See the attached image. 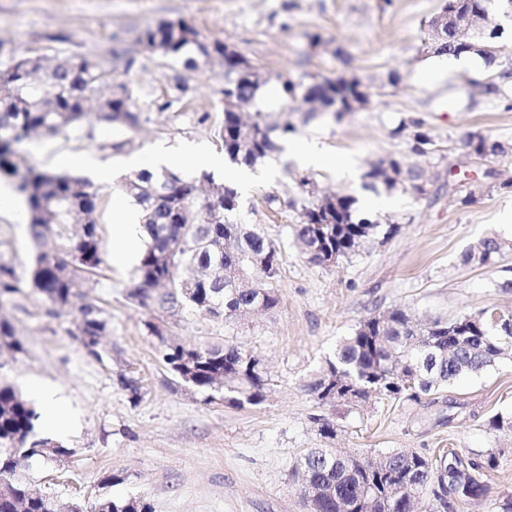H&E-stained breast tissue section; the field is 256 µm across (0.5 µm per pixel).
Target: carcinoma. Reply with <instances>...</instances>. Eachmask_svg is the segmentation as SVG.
<instances>
[{"mask_svg":"<svg viewBox=\"0 0 512 512\" xmlns=\"http://www.w3.org/2000/svg\"><path fill=\"white\" fill-rule=\"evenodd\" d=\"M445 43L438 55L469 54L472 47L458 36L460 26L478 27L488 37L490 51L478 53L484 70L495 81L482 84L481 95L508 98L512 88V63L501 59L498 43L506 38L502 20L512 22V0H445ZM136 43L145 50L155 48L163 57L185 70L198 67L206 51L198 31L181 19H165L139 31ZM123 56L112 53L108 65L70 57L59 66L61 83L54 90L31 77L30 63L40 68V60L28 55H12L0 60V175L16 180L23 195L28 224L39 252L30 281L53 306L63 309L72 304L78 290L105 264L97 214L103 204L100 192L82 177L69 174L20 170L17 146L35 133L65 134L86 116L85 104L98 99L99 120L107 124L133 127L139 115L131 111L132 91L126 84H112V69ZM224 97L255 103L261 85L240 77L237 63L224 64ZM361 80L343 76L309 83L281 82L283 97L310 105L309 116L348 108L360 95ZM408 132L412 153L427 154L433 144L421 120L401 122L396 132ZM295 132L292 125L277 129L268 124L262 109L255 108L251 122L235 112L224 113L220 130L224 154L237 165L254 167L279 152L278 140ZM489 136L474 132L467 136L469 155L487 160L485 143ZM390 163L401 169L404 182L434 184L416 162L391 156ZM364 187L388 192L407 189L375 166L363 175ZM215 183L212 175L181 176L166 168L155 173L141 171L125 182V190L141 212L148 236L137 266V284L129 296L140 305L161 313L206 311L215 315L223 309L226 321L241 320L240 312L254 307L274 309L279 296L274 283L280 275L281 259L277 245L261 232L236 221V213L224 208V199H201L198 186ZM303 196L288 199V207L307 217L292 227L293 245L300 253L322 239L337 253V259L359 254L367 242L378 237L386 241L396 225L382 224L379 217L361 214L352 195L336 197V211L327 216L317 211L305 196L310 179H295ZM486 237L470 245L462 255L465 265H486L493 259ZM267 255V265L252 269L256 254ZM20 292V280L12 266L0 262V300ZM79 317L73 336L89 354L99 356L101 336L109 321L97 301L86 297L78 307ZM163 348V361L185 384L203 390L224 389L230 403L258 405L269 385L268 373H257L249 365L248 350L233 343L200 344L181 341L174 344L166 335L147 324ZM20 352L12 324L0 319V347ZM512 353V316L498 321L482 309L463 312L448 321L418 318L409 310L395 307L362 321L337 346L326 365L336 369L338 381H352L380 390V398L397 399L407 393L419 397L444 388L464 376H478ZM37 413L30 401L12 384L0 382V512H59L46 492L21 473L35 458L56 460L71 450L49 437L36 433ZM386 467L374 463L373 454H343L336 448H312L297 459L294 469L303 477L300 495L308 488L324 490L319 496L321 512H360L357 503L364 497L373 501L369 512H414L415 501L432 491L443 509L454 508L432 488L436 469L445 459L430 460L418 453H381ZM497 456L489 453L480 463L469 462L453 471L461 488L459 501L477 497L484 485L477 474L497 467ZM128 500L111 497L91 503L71 504L68 512H132Z\"/></svg>","mask_w":512,"mask_h":512,"instance_id":"carcinoma-1","label":"carcinoma"}]
</instances>
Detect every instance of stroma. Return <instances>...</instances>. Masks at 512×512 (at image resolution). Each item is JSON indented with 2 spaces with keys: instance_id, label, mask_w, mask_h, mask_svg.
I'll use <instances>...</instances> for the list:
<instances>
[{
  "instance_id": "1",
  "label": "stroma",
  "mask_w": 512,
  "mask_h": 512,
  "mask_svg": "<svg viewBox=\"0 0 512 512\" xmlns=\"http://www.w3.org/2000/svg\"><path fill=\"white\" fill-rule=\"evenodd\" d=\"M442 6L443 0H0L1 57L79 56L96 63L116 51L135 53L131 66L116 67L112 78L132 88L137 126L100 122L91 104L75 130L39 135L18 148L21 167L39 171H59V157L69 154L111 166L114 180L98 186L106 200L99 216L104 244L112 242V207L126 201L123 183L139 163L184 143L224 154L217 136L223 67L184 71L186 95L159 110L172 94L171 69L159 55L135 52L143 27L181 18L201 41L239 47L269 78L258 96L267 122L296 128L283 152L257 165L256 179L240 193V223L280 248L278 307L227 323L200 312L166 316L141 306L129 296L145 247L140 237L129 244L127 260H107L101 274L81 287L109 320L96 357L71 334L76 307L54 308L31 286L37 246L25 202L13 179L0 176V195L12 201L0 210V260L21 280L20 293L1 301L0 313L23 344L22 351L0 354V379L29 399L36 383H48L66 403L71 428L48 435L69 448V456L28 470L57 503L142 497L154 512H306L292 466L308 449L325 447L410 450L431 459L452 448L474 461L493 453L498 465L483 476L486 495L456 504L455 512H499L512 500V430L489 424L491 416L512 412V360L416 401L352 406L320 402L307 390L360 322L393 307L445 319L479 309L512 316V223L501 221L512 211V193L497 188L512 178V154L456 167L469 133L512 144V110L470 97L463 83L472 74L468 68L420 81L434 59L428 23ZM314 32L323 37L316 48L307 39ZM345 71L369 85L367 108L309 120L279 96L280 78L307 82ZM392 72L398 84H388ZM411 118L423 119L431 132L433 144L419 162L438 193L418 200L389 194L377 213L397 220L392 239L333 266L309 262L292 244L297 211L269 208L266 196L296 194L299 174L324 191L368 200L363 174L387 156L410 155V137L396 128ZM311 140L327 153L347 156L349 173L303 164L291 147ZM490 235L505 241L507 250L484 266L462 264L461 254ZM152 322L185 340H227L263 355L272 378L266 400L233 406L222 395L184 384L163 362L148 329ZM123 373L139 379V400L121 388ZM321 418L335 422L334 438L320 435ZM113 474L118 483H107Z\"/></svg>"
}]
</instances>
